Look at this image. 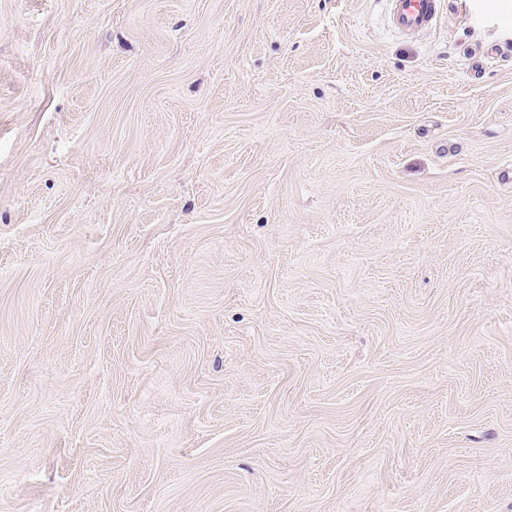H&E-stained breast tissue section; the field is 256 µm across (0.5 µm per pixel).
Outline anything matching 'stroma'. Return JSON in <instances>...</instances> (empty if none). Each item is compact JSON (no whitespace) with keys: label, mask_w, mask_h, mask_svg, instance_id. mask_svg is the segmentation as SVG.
I'll list each match as a JSON object with an SVG mask.
<instances>
[{"label":"stroma","mask_w":512,"mask_h":512,"mask_svg":"<svg viewBox=\"0 0 512 512\" xmlns=\"http://www.w3.org/2000/svg\"><path fill=\"white\" fill-rule=\"evenodd\" d=\"M462 3L0 0V512H512V0ZM391 25L402 34L428 29L441 17L440 0H388Z\"/></svg>","instance_id":"obj_1"}]
</instances>
